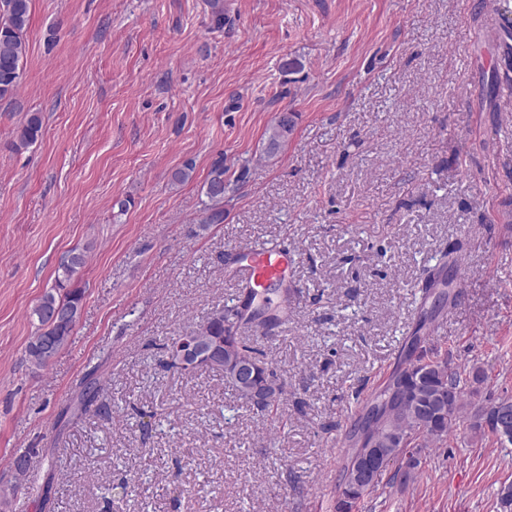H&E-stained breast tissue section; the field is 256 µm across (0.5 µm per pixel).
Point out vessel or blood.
<instances>
[{"label": "vessel or blood", "instance_id": "b4317fda", "mask_svg": "<svg viewBox=\"0 0 512 512\" xmlns=\"http://www.w3.org/2000/svg\"><path fill=\"white\" fill-rule=\"evenodd\" d=\"M293 265L288 249L269 243L236 247L230 258L235 277L251 288L259 304L267 303L271 288L287 286Z\"/></svg>", "mask_w": 512, "mask_h": 512}]
</instances>
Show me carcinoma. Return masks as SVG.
<instances>
[{"mask_svg": "<svg viewBox=\"0 0 512 512\" xmlns=\"http://www.w3.org/2000/svg\"><path fill=\"white\" fill-rule=\"evenodd\" d=\"M31 2L0 0V100L13 98L23 76L27 56L26 34L32 17ZM295 124L294 117L286 128L273 122L266 132L265 156L273 157L280 151ZM41 130L40 113H28L18 129L16 147L25 148L35 143ZM204 188V210L207 212L204 223H223L224 162L213 165ZM85 264L86 255L83 252L75 249L69 251L58 265L55 288L44 293L32 310V315L37 317L38 328L27 346V356L37 368L48 366L70 341L80 318L83 291L69 288L67 284ZM237 314V308L227 307L197 324L196 329L203 336L220 337L224 335V323L232 326L237 323ZM226 352L237 362L261 363L254 349L240 339L231 343ZM412 354L413 348L410 347L406 365L396 369L375 392L365 415L349 432V441L355 445V452L358 451L356 445L362 441L378 442L385 457L396 464L395 474L405 482L414 477L419 465L418 454L426 447L427 440L447 435L468 407L472 406V402L466 399V368L452 367L444 360L426 361L421 356L414 358ZM98 370L96 366L87 375V379L81 383L76 401L67 405L63 414L77 417L95 401L98 394L95 374ZM258 382L266 385L270 397L264 410L274 411L285 393V385L266 367L258 372ZM494 410H505L512 417V399L502 398L490 406L478 408L474 413L477 423L473 428L485 426L500 441L503 436L490 424V414ZM381 479L379 475L372 484L358 487L350 465H345L338 512H352L357 501L375 489Z\"/></svg>", "mask_w": 512, "mask_h": 512, "instance_id": "carcinoma-1", "label": "carcinoma"}]
</instances>
